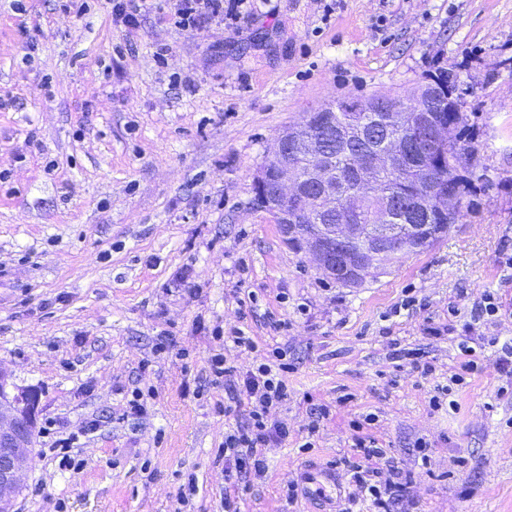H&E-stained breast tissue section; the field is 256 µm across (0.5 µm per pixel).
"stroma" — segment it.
Returning a JSON list of instances; mask_svg holds the SVG:
<instances>
[{
  "mask_svg": "<svg viewBox=\"0 0 512 512\" xmlns=\"http://www.w3.org/2000/svg\"><path fill=\"white\" fill-rule=\"evenodd\" d=\"M439 68L467 83L482 175L463 217L359 286L326 278L255 201L274 138ZM0 99V366L38 389L41 419L80 433L83 462L34 461L23 481L43 494L15 512H224L216 451L245 412H215L223 390L192 394L216 327L255 340L226 346L239 373L274 346L292 365L270 411L288 439L263 448L241 512H343L344 473L328 502L284 490L342 462L367 416L381 479L407 480L395 512H512V373L496 366L512 345V0H246L198 29L166 9L128 28L110 0H0ZM469 359L477 371L451 384ZM137 388L145 413L125 416Z\"/></svg>",
  "mask_w": 512,
  "mask_h": 512,
  "instance_id": "35a3bbf8",
  "label": "stroma"
}]
</instances>
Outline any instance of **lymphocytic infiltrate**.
Segmentation results:
<instances>
[{"label": "lymphocytic infiltrate", "mask_w": 512, "mask_h": 512, "mask_svg": "<svg viewBox=\"0 0 512 512\" xmlns=\"http://www.w3.org/2000/svg\"><path fill=\"white\" fill-rule=\"evenodd\" d=\"M244 0H174L170 7L176 26L194 28L209 21L236 19ZM284 349H271L264 363L245 376L236 369L223 352L213 353L209 360L207 386L194 390L195 396L205 394L207 387L223 388L229 402L245 406V421L224 434L221 453L228 471L234 472V492L224 498V512H239L238 504L251 489L253 478L263 477L264 461L260 450L271 442L287 441L286 423L269 418L272 407L286 403L288 386L284 379L291 365ZM375 439L356 438L353 455L345 459L346 477L351 492L349 504L368 503L371 512H391L403 497L404 485L391 480L378 482L375 461L385 458Z\"/></svg>", "instance_id": "f902f5d3"}]
</instances>
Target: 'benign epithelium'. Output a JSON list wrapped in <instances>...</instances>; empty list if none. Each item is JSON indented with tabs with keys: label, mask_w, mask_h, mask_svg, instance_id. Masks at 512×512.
I'll return each mask as SVG.
<instances>
[{
	"label": "benign epithelium",
	"mask_w": 512,
	"mask_h": 512,
	"mask_svg": "<svg viewBox=\"0 0 512 512\" xmlns=\"http://www.w3.org/2000/svg\"><path fill=\"white\" fill-rule=\"evenodd\" d=\"M335 112L336 104H325L308 113L301 124L277 135L270 149L271 164L261 167L255 177V193L278 219L285 240L311 254L322 274L357 285L367 275L383 269L387 259L419 250L425 225L421 224L423 211L411 209L412 223L405 225L406 236L392 248L378 241L355 245L360 224H311L303 239H297L296 225L286 221V206L297 203L305 208L314 202L319 211L326 213L336 207L340 197L336 171L322 163L321 142L314 123V116L326 117ZM396 121L405 134L389 139L374 157L377 167L390 172L402 170L417 147L453 136V130L437 123L432 112H401ZM303 156L314 161L306 176L299 174L294 163V159ZM426 192L433 209L453 222L458 200L450 188L429 181ZM38 407V391L17 386L11 373L0 366V512H13V502L22 490V474L31 464Z\"/></svg>",
	"instance_id": "1"
}]
</instances>
